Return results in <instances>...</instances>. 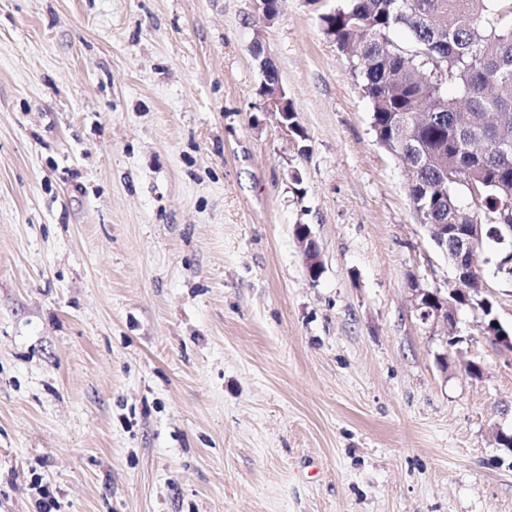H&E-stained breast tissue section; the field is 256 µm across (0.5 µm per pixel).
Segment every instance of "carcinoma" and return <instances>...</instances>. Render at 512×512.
<instances>
[{
    "instance_id": "1",
    "label": "carcinoma",
    "mask_w": 512,
    "mask_h": 512,
    "mask_svg": "<svg viewBox=\"0 0 512 512\" xmlns=\"http://www.w3.org/2000/svg\"><path fill=\"white\" fill-rule=\"evenodd\" d=\"M429 224H500L512 203V0H341L320 15ZM397 29L408 34L401 43ZM475 184L471 205L461 189Z\"/></svg>"
}]
</instances>
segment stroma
<instances>
[{
    "label": "stroma",
    "mask_w": 512,
    "mask_h": 512,
    "mask_svg": "<svg viewBox=\"0 0 512 512\" xmlns=\"http://www.w3.org/2000/svg\"><path fill=\"white\" fill-rule=\"evenodd\" d=\"M337 2L0 0V512H512V350L416 319L454 275ZM297 240L303 246L304 264L310 278L312 274H316L322 269V261L318 246L309 231H305L301 234L300 239Z\"/></svg>",
    "instance_id": "obj_1"
}]
</instances>
